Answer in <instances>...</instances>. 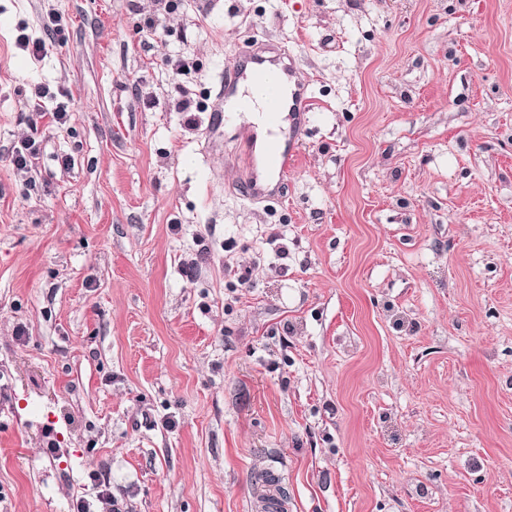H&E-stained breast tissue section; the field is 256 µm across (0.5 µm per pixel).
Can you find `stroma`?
Returning a JSON list of instances; mask_svg holds the SVG:
<instances>
[{
    "label": "stroma",
    "instance_id": "stroma-1",
    "mask_svg": "<svg viewBox=\"0 0 512 512\" xmlns=\"http://www.w3.org/2000/svg\"><path fill=\"white\" fill-rule=\"evenodd\" d=\"M174 3L0 0V512H512V0ZM254 37L281 202L209 133ZM264 45L257 40L246 45L238 55L224 67V82L215 98L212 100L210 112H213V126L216 130L223 128L234 119L230 112H238L244 115L249 112L250 104L244 99L245 93L252 92L257 97L254 112L247 116L248 120L255 126L256 143L261 151L262 147L268 146L275 136L270 134L269 129L261 119L260 112L264 107L263 98H272L278 92L281 93L284 104L288 107V82L292 83L290 103L288 107V137L283 143L271 145L267 148L264 157L266 168L280 181V187L288 176V170L298 157L304 144L303 125L305 123V112L308 110L310 98L307 96L306 83L297 77L293 58L288 56L289 63L282 67L283 74L288 78L286 84L281 80L280 65L267 64L263 79L256 83H244L240 87L242 96L230 101L229 108L225 110L224 102L235 91L237 84L247 79L248 76L257 78L263 73L266 57L260 53ZM276 185L277 183L275 182L271 187L269 185L261 184L258 180L247 179L241 184V193L251 202H262L275 195H280L279 190L275 193Z\"/></svg>",
    "mask_w": 512,
    "mask_h": 512
}]
</instances>
